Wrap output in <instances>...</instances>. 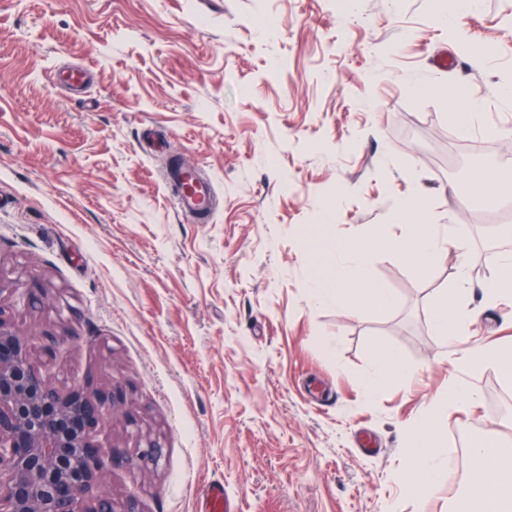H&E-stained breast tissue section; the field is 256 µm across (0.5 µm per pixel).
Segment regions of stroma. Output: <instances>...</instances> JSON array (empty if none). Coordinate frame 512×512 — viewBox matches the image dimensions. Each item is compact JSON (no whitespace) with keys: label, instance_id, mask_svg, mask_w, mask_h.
Returning <instances> with one entry per match:
<instances>
[{"label":"stroma","instance_id":"obj_1","mask_svg":"<svg viewBox=\"0 0 512 512\" xmlns=\"http://www.w3.org/2000/svg\"><path fill=\"white\" fill-rule=\"evenodd\" d=\"M456 0H0V279L44 288L37 306L0 297L29 336L72 337L34 350L59 388L122 386L125 417L104 448L156 463L116 469L117 512H204L223 483L239 512H448L465 482L422 500L394 475L406 429L464 371L430 326L466 275L480 309L467 343L512 345V298L485 303L491 253L512 250L472 203L464 172L506 169L512 199V0H479L448 37ZM90 69L86 93L51 81ZM480 104L468 133L448 114ZM216 190L209 223L181 215L162 180L172 162ZM428 199L429 224L465 227L425 268L385 246L405 238L398 203ZM375 241L372 279L396 302L355 313L311 301L321 239ZM331 341L334 355L322 344ZM380 347L415 373L374 394ZM481 398L445 406L448 447L469 434L512 451V392L497 369Z\"/></svg>","mask_w":512,"mask_h":512}]
</instances>
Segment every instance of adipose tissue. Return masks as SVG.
<instances>
[{"instance_id": "ef3b65f1", "label": "adipose tissue", "mask_w": 512, "mask_h": 512, "mask_svg": "<svg viewBox=\"0 0 512 512\" xmlns=\"http://www.w3.org/2000/svg\"><path fill=\"white\" fill-rule=\"evenodd\" d=\"M426 212V200L416 195L401 202L395 217L402 222L417 221L414 234L406 240L393 242L392 247L413 265L424 268L440 260L448 249L465 254L468 248L466 232L458 224H422L418 218ZM321 250L331 258L330 265L312 281L310 295L323 304H333L350 312L374 306L388 308L395 297L390 289L374 281L368 268V247L360 241L340 242L336 237L323 239ZM466 286H458L452 297L441 298L432 310L433 332L446 340L451 359L462 361L471 376L495 365L512 369V348L478 350L468 346L465 338L466 317L461 305L466 298ZM414 369L397 351L378 348L373 368L365 380L367 393L393 381L410 378ZM469 380L449 384L444 396L428 402L416 424L408 431L404 448L406 467L399 480L417 497H429L442 488L448 474L442 464L447 456L446 439L432 424L443 404L470 405L480 392ZM470 454L480 465L474 478L469 479L466 493L457 497L449 512H512V457L492 452L476 442Z\"/></svg>"}]
</instances>
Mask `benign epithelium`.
<instances>
[{
  "label": "benign epithelium",
  "mask_w": 512,
  "mask_h": 512,
  "mask_svg": "<svg viewBox=\"0 0 512 512\" xmlns=\"http://www.w3.org/2000/svg\"><path fill=\"white\" fill-rule=\"evenodd\" d=\"M19 291L41 302L27 284L0 281V295ZM122 405L119 386H53L29 337L0 309V512H115L104 486L135 459L119 448L104 452L97 432Z\"/></svg>",
  "instance_id": "7a95c632"
}]
</instances>
